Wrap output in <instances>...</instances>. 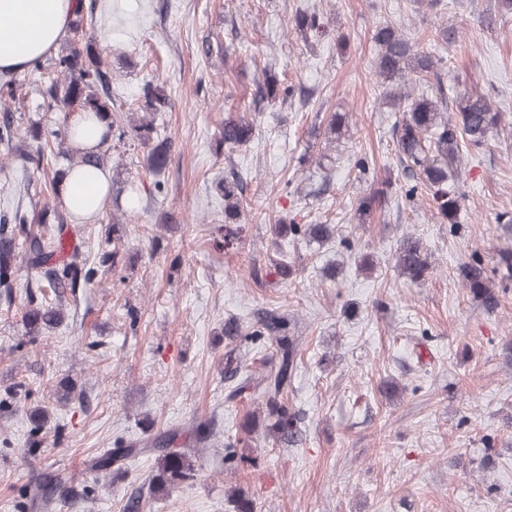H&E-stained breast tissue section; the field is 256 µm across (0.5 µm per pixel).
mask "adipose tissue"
Segmentation results:
<instances>
[{
  "instance_id": "obj_1",
  "label": "adipose tissue",
  "mask_w": 512,
  "mask_h": 512,
  "mask_svg": "<svg viewBox=\"0 0 512 512\" xmlns=\"http://www.w3.org/2000/svg\"><path fill=\"white\" fill-rule=\"evenodd\" d=\"M73 13V0H0V75L55 51ZM110 196V173L91 166L68 171L60 183L63 205L82 216L101 212Z\"/></svg>"
}]
</instances>
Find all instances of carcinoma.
I'll list each match as a JSON object with an SVG mask.
<instances>
[{"mask_svg": "<svg viewBox=\"0 0 512 512\" xmlns=\"http://www.w3.org/2000/svg\"><path fill=\"white\" fill-rule=\"evenodd\" d=\"M296 25L302 31L319 32L324 29L322 17L315 11L299 13ZM373 37L379 46L376 73L386 89V98L391 105L403 111L396 137L397 150L406 168L416 178V183L405 191V197L411 200L420 190L430 193L437 213L448 223L455 224L462 206L456 170L460 144L474 149L487 145L490 134L501 124L502 115L494 110L488 98H474L463 93L456 98L455 116L445 117L438 101L410 94L404 80L408 72L438 76V61L412 45L393 25L376 29ZM33 68L50 71L47 84L41 87L45 107L50 110L59 107L86 110L107 120L105 148L93 153L82 152L73 145V133L67 121H62L60 127L52 131L71 165L106 167V155L112 149V141L122 140L126 131L122 120L112 113V99L100 96L99 89L109 85L110 77L95 41L89 37L83 46L67 48L54 56L42 58L33 64ZM19 83L20 79L14 75L0 77V108L3 109L0 115V158L11 165L17 163L23 169L31 167L38 170L41 168L42 146H24L16 140L17 117L8 106V102L17 98ZM279 90L275 73L269 68L263 70L262 80L257 84L258 96L273 99ZM280 91L285 97L293 93L289 86ZM140 93L142 115L132 130L137 141L149 148V168L159 172L168 163L170 148L167 140L158 141L153 137L154 127L149 115L167 107L168 101L151 81L143 84ZM253 133V122L243 117L224 120L222 136L224 146L229 149L246 144ZM240 192L239 185L224 183V212L231 218L239 215ZM72 218L74 214L70 211L38 201L29 202V207L17 209L9 217H0V293L12 296L21 263L43 274L39 289L26 292L23 322L27 336L35 337L42 330L62 322L59 307L47 302L44 289H50L60 301L66 294H73L76 289L92 284L98 272L97 266L116 267L115 249L101 254L97 266L85 260L79 261L76 250L69 260H61L65 253L67 224ZM288 230L295 235L306 232L314 239L331 236L327 224H309L305 229L299 224H290ZM396 264L410 280L417 281L429 269L428 254L419 240L410 237L400 244ZM464 281L475 298L490 307L497 306V298L488 286L487 273L479 259L472 258V264L464 272ZM265 336L276 344L277 369L257 379L246 373L241 357L232 349L225 355L224 380L234 382L228 393L230 400L251 386L260 390L259 399L265 404L267 418L271 420L270 433L279 443L287 444L295 441L299 433L296 414L283 398L296 367L297 344L288 336L286 320L274 310L265 312L258 328L246 334L245 339L255 341ZM176 438V432L167 431L143 442L129 443L110 454L98 456L93 469L102 473L119 471L124 461L156 450L159 452L157 474L152 477L151 486H180L195 477L193 457L197 449L176 446ZM59 492L61 488L56 479L46 473L26 489L25 498L33 508L45 507Z\"/></svg>", "mask_w": 512, "mask_h": 512, "instance_id": "carcinoma-1", "label": "carcinoma"}]
</instances>
